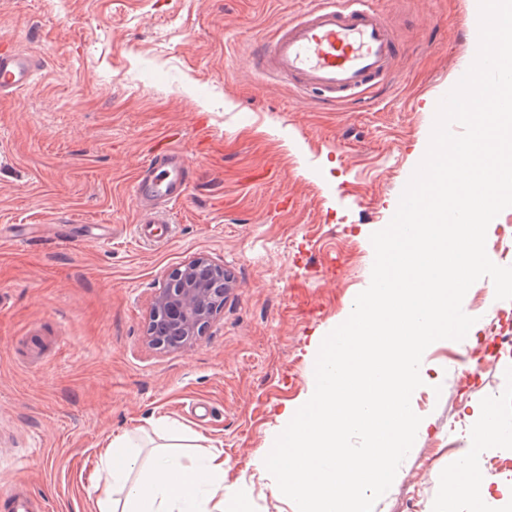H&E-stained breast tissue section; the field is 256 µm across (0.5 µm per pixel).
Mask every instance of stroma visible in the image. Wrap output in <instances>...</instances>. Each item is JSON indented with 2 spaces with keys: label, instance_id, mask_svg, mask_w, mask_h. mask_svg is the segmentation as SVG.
<instances>
[{
  "label": "stroma",
  "instance_id": "1",
  "mask_svg": "<svg viewBox=\"0 0 512 512\" xmlns=\"http://www.w3.org/2000/svg\"><path fill=\"white\" fill-rule=\"evenodd\" d=\"M309 0H0V38L36 52L33 83L0 97V489L47 512H96L107 445L149 459L153 423L224 452V512H297L257 459L311 389L324 337L371 282V235L422 159L439 95L468 57L472 0H375L399 40L391 80L356 101L300 97L248 64ZM168 137L209 180L174 208L175 237L132 234V185ZM61 225L44 241L39 224ZM110 226L107 239L97 225ZM205 255L230 289L196 345L150 339L164 276ZM467 349L439 340L412 394L423 427L374 512H469L448 498L475 411L512 371L467 390Z\"/></svg>",
  "mask_w": 512,
  "mask_h": 512
}]
</instances>
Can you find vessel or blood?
Instances as JSON below:
<instances>
[{
    "label": "vessel or blood",
    "instance_id": "1",
    "mask_svg": "<svg viewBox=\"0 0 512 512\" xmlns=\"http://www.w3.org/2000/svg\"><path fill=\"white\" fill-rule=\"evenodd\" d=\"M396 60L393 27L374 8L373 0H312L293 19L277 26L250 57L256 73L317 91L335 103L356 99L384 83ZM41 66L33 52L0 48V97L30 87ZM193 170L188 156L172 146L150 154L133 184L138 242L156 247L173 237V206L186 195ZM44 509L43 501L24 488L0 491V512Z\"/></svg>",
    "mask_w": 512,
    "mask_h": 512
}]
</instances>
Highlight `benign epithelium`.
Listing matches in <instances>:
<instances>
[{
  "instance_id": "1",
  "label": "benign epithelium",
  "mask_w": 512,
  "mask_h": 512,
  "mask_svg": "<svg viewBox=\"0 0 512 512\" xmlns=\"http://www.w3.org/2000/svg\"><path fill=\"white\" fill-rule=\"evenodd\" d=\"M229 290L224 271L206 256L172 270L157 289L152 311L155 345L186 348L202 336Z\"/></svg>"
}]
</instances>
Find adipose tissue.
<instances>
[{
    "instance_id": "adipose-tissue-1",
    "label": "adipose tissue",
    "mask_w": 512,
    "mask_h": 512,
    "mask_svg": "<svg viewBox=\"0 0 512 512\" xmlns=\"http://www.w3.org/2000/svg\"><path fill=\"white\" fill-rule=\"evenodd\" d=\"M97 512H207L224 496L220 453L197 448L193 457L167 451L142 462L128 439L113 440L95 488Z\"/></svg>"
}]
</instances>
